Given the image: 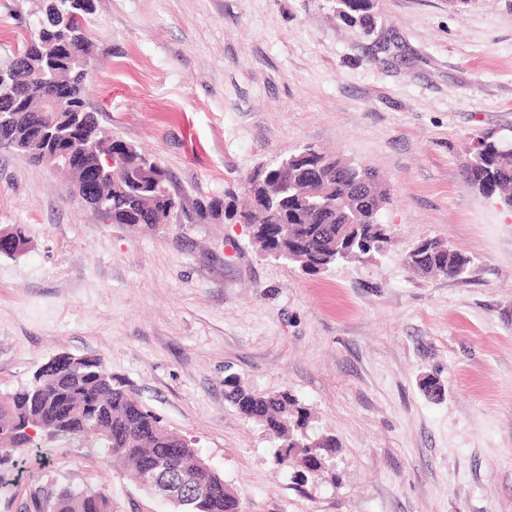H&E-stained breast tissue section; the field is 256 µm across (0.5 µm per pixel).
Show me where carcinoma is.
<instances>
[{"label": "carcinoma", "mask_w": 512, "mask_h": 512, "mask_svg": "<svg viewBox=\"0 0 512 512\" xmlns=\"http://www.w3.org/2000/svg\"><path fill=\"white\" fill-rule=\"evenodd\" d=\"M375 0H337L336 15L345 22L366 26L374 16ZM93 12V0H43L33 38L17 56L12 81L0 82V113L15 120L0 123V139L13 140L18 150L42 162L49 134H60L69 146L86 140L110 146L123 159L121 171L108 177L106 212L112 224H170L178 210L175 197L165 195L166 171L133 145L112 136L86 108L88 75L92 69L83 21ZM59 85L51 112L39 111L49 82ZM288 173L279 163L262 165L249 177L253 208L241 215L251 225V237L264 250L278 251L306 274H317L344 260L381 253L392 240L379 213L388 203V190L366 166L342 161L311 147L292 154ZM469 182L487 195L500 194L512 207V144L484 135L476 140L465 165ZM421 275L460 278L470 257L437 240H424L405 256ZM56 367L40 366L33 381L0 396V487L8 485L5 468L14 457L37 446L36 439L56 427L59 408L55 396ZM226 399L244 417L261 424L278 442L276 461L284 466L315 468L313 453L336 448L327 436L310 440L304 433L308 413L288 392L256 393L237 378L224 381ZM69 388L76 399L102 404L108 414L101 424L93 419L72 423L76 435H92L106 457L122 466L133 481L142 467L164 458L177 459L183 480L181 512H239V499L210 470L200 473L203 460L192 442L171 433L146 409L124 383L116 381L97 358H84L72 367ZM24 512H112V499L102 488L51 484L30 491Z\"/></svg>", "instance_id": "1"}]
</instances>
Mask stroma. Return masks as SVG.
<instances>
[{
  "mask_svg": "<svg viewBox=\"0 0 512 512\" xmlns=\"http://www.w3.org/2000/svg\"><path fill=\"white\" fill-rule=\"evenodd\" d=\"M40 0H0V66L33 36ZM86 97L102 127L156 159L191 214L111 224L68 178L0 151V393L50 357L101 358L194 442L241 512H512V210L466 178L485 134L512 141V0H376L371 30L336 0H94ZM375 170L390 250L317 275L265 255L238 218L248 176L304 147ZM436 239L472 259L422 277L405 254ZM236 375L288 391L307 433L335 438L326 471L294 479L224 397ZM433 377L441 398L420 388ZM86 439L41 440L0 512L33 486H99L114 512H176Z\"/></svg>",
  "mask_w": 512,
  "mask_h": 512,
  "instance_id": "1",
  "label": "stroma"
}]
</instances>
